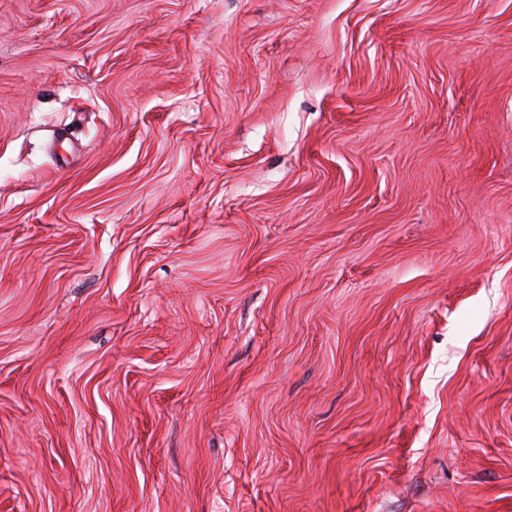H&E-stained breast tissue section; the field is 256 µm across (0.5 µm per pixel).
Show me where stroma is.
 Here are the masks:
<instances>
[{"label": "stroma", "instance_id": "35a3bbf8", "mask_svg": "<svg viewBox=\"0 0 512 512\" xmlns=\"http://www.w3.org/2000/svg\"><path fill=\"white\" fill-rule=\"evenodd\" d=\"M0 512H512V0H0Z\"/></svg>", "mask_w": 512, "mask_h": 512}]
</instances>
